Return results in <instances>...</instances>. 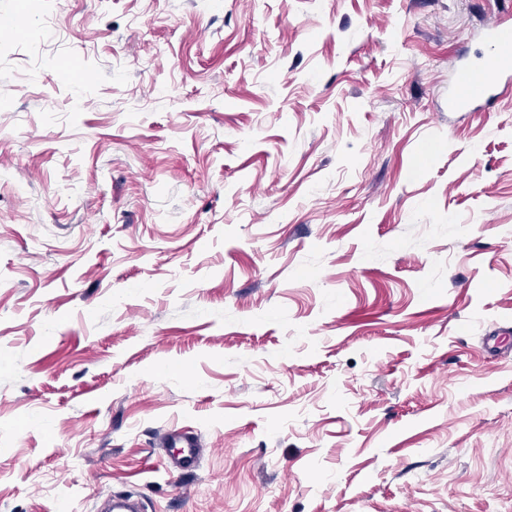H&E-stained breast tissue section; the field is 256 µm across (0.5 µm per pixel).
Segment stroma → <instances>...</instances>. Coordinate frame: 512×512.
I'll use <instances>...</instances> for the list:
<instances>
[{
  "label": "stroma",
  "instance_id": "1",
  "mask_svg": "<svg viewBox=\"0 0 512 512\" xmlns=\"http://www.w3.org/2000/svg\"><path fill=\"white\" fill-rule=\"evenodd\" d=\"M510 6L0 0V512H512ZM499 16H492L486 26V34L490 42V57L483 59L479 66H462L456 71L455 85L448 93V109L453 112H469L472 103L485 100L491 104L496 98L502 79L512 76V57L501 59L496 63L491 58L505 47L512 48V42L503 39L511 23ZM470 91L465 92L464 89ZM172 443L171 448H178L179 467L185 470L196 466L202 457V448H199V442L192 436L182 433H172L170 435Z\"/></svg>",
  "mask_w": 512,
  "mask_h": 512
}]
</instances>
